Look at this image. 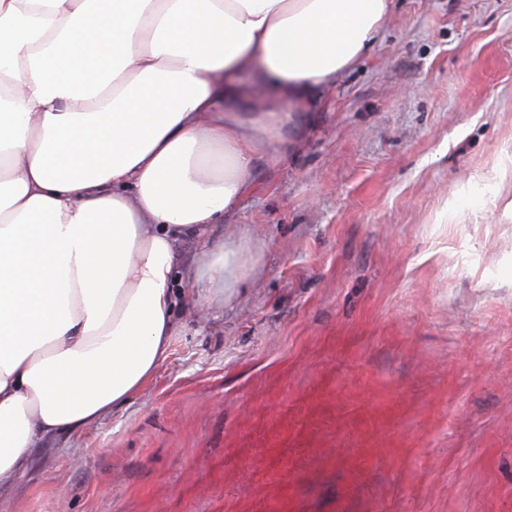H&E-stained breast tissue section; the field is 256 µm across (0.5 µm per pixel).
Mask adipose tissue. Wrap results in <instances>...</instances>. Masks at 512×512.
Returning <instances> with one entry per match:
<instances>
[{"label": "adipose tissue", "instance_id": "1", "mask_svg": "<svg viewBox=\"0 0 512 512\" xmlns=\"http://www.w3.org/2000/svg\"><path fill=\"white\" fill-rule=\"evenodd\" d=\"M391 0H0V503L30 451L98 424L166 359L187 287L256 258L212 236ZM275 93L247 103L241 73Z\"/></svg>", "mask_w": 512, "mask_h": 512}]
</instances>
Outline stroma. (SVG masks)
I'll return each mask as SVG.
<instances>
[{"label":"stroma","mask_w":512,"mask_h":512,"mask_svg":"<svg viewBox=\"0 0 512 512\" xmlns=\"http://www.w3.org/2000/svg\"><path fill=\"white\" fill-rule=\"evenodd\" d=\"M512 0H393L226 214L261 260L8 512H512ZM458 205L444 210L445 201Z\"/></svg>","instance_id":"35a3bbf8"}]
</instances>
